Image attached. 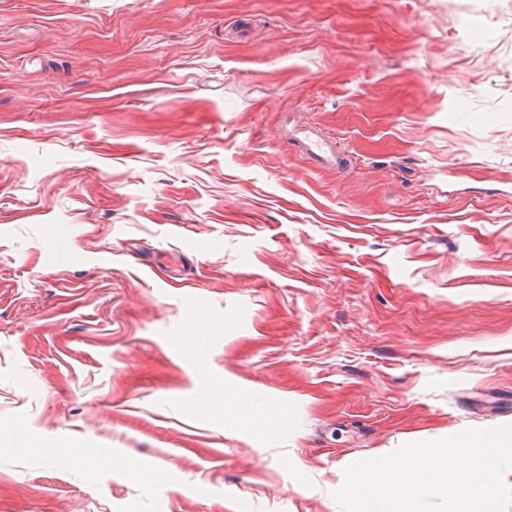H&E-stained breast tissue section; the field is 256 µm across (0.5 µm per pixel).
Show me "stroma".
Wrapping results in <instances>:
<instances>
[{"label":"stroma","instance_id":"35a3bbf8","mask_svg":"<svg viewBox=\"0 0 512 512\" xmlns=\"http://www.w3.org/2000/svg\"><path fill=\"white\" fill-rule=\"evenodd\" d=\"M509 418L512 0H0V512H342ZM312 135L313 133L310 132L307 137V142L305 144L307 147L306 150L310 155H312L315 158L326 159L324 155L327 154V152H330L331 157L336 160L337 167H340L343 164H345L347 158L344 154H342V151L338 148L337 144L335 148L331 145H328L327 143L312 138ZM215 391L218 400L223 402L224 399L225 408L228 406L235 408L237 424H244L247 426L248 431H251L253 421L245 410V396L241 393L239 384L229 376H224V382L219 383Z\"/></svg>","mask_w":512,"mask_h":512}]
</instances>
